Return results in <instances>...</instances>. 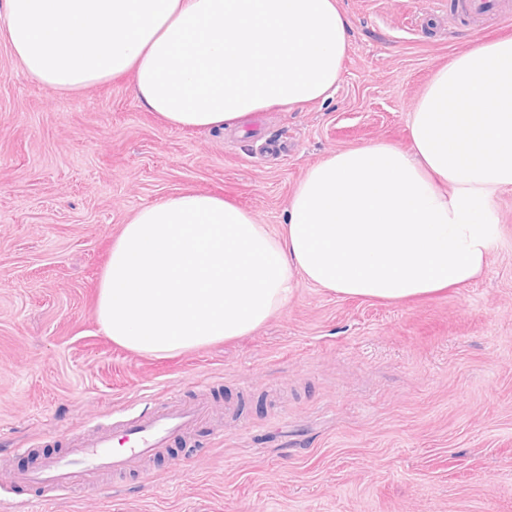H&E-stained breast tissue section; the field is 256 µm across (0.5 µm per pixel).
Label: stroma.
<instances>
[{
    "label": "stroma",
    "instance_id": "35a3bbf8",
    "mask_svg": "<svg viewBox=\"0 0 512 512\" xmlns=\"http://www.w3.org/2000/svg\"><path fill=\"white\" fill-rule=\"evenodd\" d=\"M339 4L349 48L332 98L221 133L163 124L128 74L53 92L0 38V512L31 500L10 477L64 452L62 433L151 395L208 396L212 423L34 512H512V188L491 207L487 268L462 288L390 303L304 284L251 334L169 357L98 324L112 242L140 208L193 190L279 231L310 165L408 147L434 73L512 36L455 0Z\"/></svg>",
    "mask_w": 512,
    "mask_h": 512
}]
</instances>
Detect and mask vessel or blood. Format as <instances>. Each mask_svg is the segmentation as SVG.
<instances>
[{
	"label": "vessel or blood",
	"instance_id": "1",
	"mask_svg": "<svg viewBox=\"0 0 512 512\" xmlns=\"http://www.w3.org/2000/svg\"><path fill=\"white\" fill-rule=\"evenodd\" d=\"M461 14L476 19L512 20V0H458ZM211 408L206 399L165 398L138 415L114 421L111 427L87 433L72 430L61 454H46L19 470V482L42 493H58L97 485L101 474H124L207 423Z\"/></svg>",
	"mask_w": 512,
	"mask_h": 512
}]
</instances>
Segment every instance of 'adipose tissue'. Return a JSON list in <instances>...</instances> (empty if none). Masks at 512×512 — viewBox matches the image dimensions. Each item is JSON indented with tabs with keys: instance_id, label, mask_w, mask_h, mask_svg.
Returning <instances> with one entry per match:
<instances>
[{
	"instance_id": "ef3b65f1",
	"label": "adipose tissue",
	"mask_w": 512,
	"mask_h": 512,
	"mask_svg": "<svg viewBox=\"0 0 512 512\" xmlns=\"http://www.w3.org/2000/svg\"><path fill=\"white\" fill-rule=\"evenodd\" d=\"M0 35L51 90L130 73L164 124L221 131L331 98L349 22L339 0H0ZM408 127L409 147L378 141L311 165L277 233L217 195L142 207L99 281L102 330L168 357L248 335L304 283L401 302L477 280L491 204L512 187V37L437 70Z\"/></svg>"
}]
</instances>
